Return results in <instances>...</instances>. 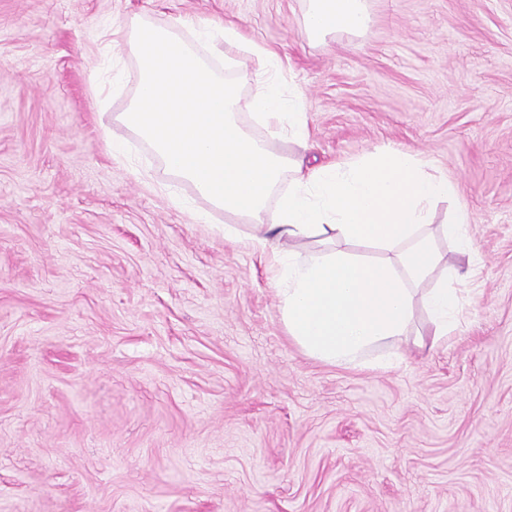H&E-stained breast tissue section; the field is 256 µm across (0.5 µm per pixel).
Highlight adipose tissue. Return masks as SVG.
<instances>
[{"mask_svg":"<svg viewBox=\"0 0 512 512\" xmlns=\"http://www.w3.org/2000/svg\"><path fill=\"white\" fill-rule=\"evenodd\" d=\"M369 24L365 0H307L303 29L323 40L356 35ZM209 24L178 16L161 25L136 17L122 50L137 66L135 91L114 122L146 142L166 170L192 185L217 210L246 219L224 237L267 257L288 336L309 358L357 366L364 354L409 335L423 306L433 341L459 324L461 285L472 277L459 258H473L472 216L447 174L428 171L408 151L379 149L347 163L305 164L307 114L300 96L285 95L283 63L245 41L236 26L212 38ZM252 83L255 93L239 88ZM292 141L281 154L241 115ZM456 207L434 226L439 201ZM451 238L453 252L437 243ZM354 244L373 247L367 261Z\"/></svg>","mask_w":512,"mask_h":512,"instance_id":"adipose-tissue-1","label":"adipose tissue"}]
</instances>
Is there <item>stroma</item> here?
Wrapping results in <instances>:
<instances>
[{
  "label": "stroma",
  "mask_w": 512,
  "mask_h": 512,
  "mask_svg": "<svg viewBox=\"0 0 512 512\" xmlns=\"http://www.w3.org/2000/svg\"><path fill=\"white\" fill-rule=\"evenodd\" d=\"M0 0V503L11 512H512V0ZM237 26L303 98L312 165L389 145L455 182L481 265L458 331L365 367L306 357L265 259L157 188L101 125L103 33ZM152 169L141 180L131 162ZM403 359L374 363L387 352ZM303 29L309 39L325 40L336 33L357 35L369 24L365 0H307Z\"/></svg>",
  "instance_id": "stroma-1"
}]
</instances>
